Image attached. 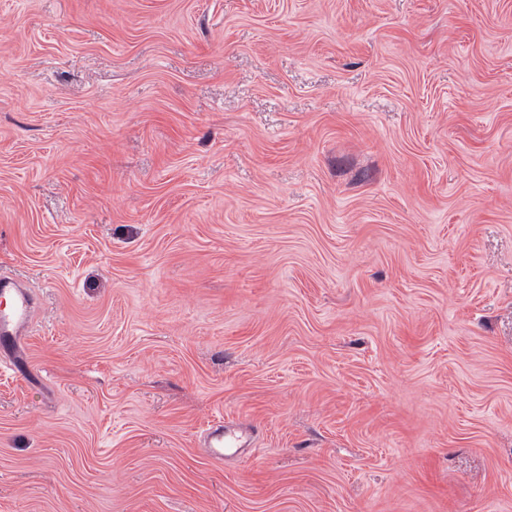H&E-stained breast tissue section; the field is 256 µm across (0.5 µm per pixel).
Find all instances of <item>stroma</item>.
Instances as JSON below:
<instances>
[{
    "mask_svg": "<svg viewBox=\"0 0 512 512\" xmlns=\"http://www.w3.org/2000/svg\"><path fill=\"white\" fill-rule=\"evenodd\" d=\"M0 269V512H512V0H0ZM0 302V347L10 356L9 350L16 337L27 331L32 300L28 290L3 270L0 271ZM205 439L207 455L219 462L224 461V456L239 453V448H244L247 442L232 424L224 422L212 425Z\"/></svg>",
    "mask_w": 512,
    "mask_h": 512,
    "instance_id": "obj_1",
    "label": "stroma"
}]
</instances>
